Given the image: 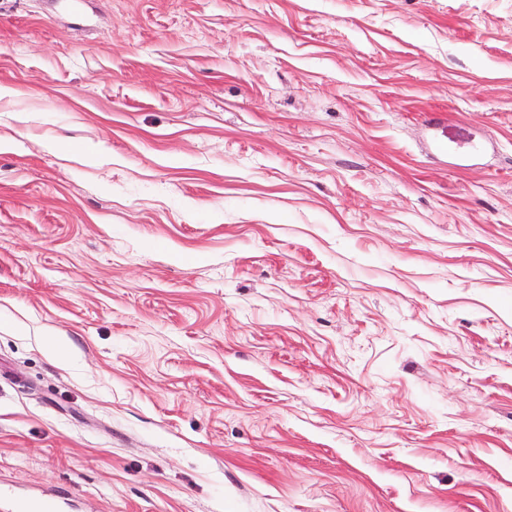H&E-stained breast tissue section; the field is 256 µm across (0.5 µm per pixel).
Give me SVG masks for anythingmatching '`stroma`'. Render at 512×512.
Segmentation results:
<instances>
[{"instance_id": "35a3bbf8", "label": "stroma", "mask_w": 512, "mask_h": 512, "mask_svg": "<svg viewBox=\"0 0 512 512\" xmlns=\"http://www.w3.org/2000/svg\"><path fill=\"white\" fill-rule=\"evenodd\" d=\"M0 482L512 512V0H0Z\"/></svg>"}]
</instances>
